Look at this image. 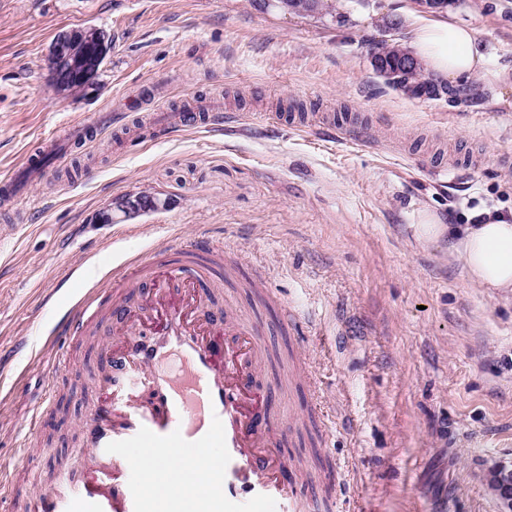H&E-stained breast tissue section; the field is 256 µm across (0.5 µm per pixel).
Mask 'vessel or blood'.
<instances>
[{"instance_id": "obj_1", "label": "vessel or blood", "mask_w": 512, "mask_h": 512, "mask_svg": "<svg viewBox=\"0 0 512 512\" xmlns=\"http://www.w3.org/2000/svg\"><path fill=\"white\" fill-rule=\"evenodd\" d=\"M154 122L220 126L224 115L159 112ZM91 140L86 125L72 126L64 139H49L35 157L24 158L21 169L39 174L60 145ZM218 250L196 239L178 243L168 247L167 259L141 258L114 269L111 282H98L95 297L72 296L53 334L83 336L97 300L112 299L114 341L99 350L95 379L109 401L95 406L84 424L83 444L95 451L94 474L78 482L61 475L36 497L34 512H313L285 477L291 463L279 449L271 404L254 391L259 326L220 325L199 316L211 285L207 260ZM111 284L136 290L139 309L107 295ZM142 309L162 319L149 338L134 329ZM219 330L231 343L213 342ZM144 393L150 396L146 405L139 401ZM132 448L139 456H129ZM162 454L203 474L204 489L156 470L152 480L166 483L167 491L145 496L137 477L146 461Z\"/></svg>"}]
</instances>
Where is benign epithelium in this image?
I'll list each match as a JSON object with an SVG mask.
<instances>
[{"label":"benign epithelium","instance_id":"7a95c632","mask_svg":"<svg viewBox=\"0 0 512 512\" xmlns=\"http://www.w3.org/2000/svg\"><path fill=\"white\" fill-rule=\"evenodd\" d=\"M111 44L104 30L92 25L59 31L47 56V69L54 87L75 97H86L99 89L98 75L110 52ZM167 201L150 194H125L112 199L101 213L100 221L110 224L140 212L156 210ZM494 491L512 512V471L503 468L490 474Z\"/></svg>","mask_w":512,"mask_h":512}]
</instances>
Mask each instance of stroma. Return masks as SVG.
<instances>
[{
	"mask_svg": "<svg viewBox=\"0 0 512 512\" xmlns=\"http://www.w3.org/2000/svg\"><path fill=\"white\" fill-rule=\"evenodd\" d=\"M335 3L319 18L256 0H0V171L71 125L127 115L25 183L24 222L0 206V465L13 477L86 465L74 434L98 398L83 387L109 324L92 346L51 335L61 291L206 238L238 257L212 309L261 322L257 380L287 391L281 451L336 468L332 512H504L489 472L512 469V295L471 285L447 238L424 240L417 224L427 210L512 219V0H448L488 65L436 99L371 64L417 0ZM83 25L112 49L99 91L74 100L45 57ZM294 102L301 129L245 121ZM206 103L236 122L139 138L151 113ZM326 115L350 140L321 130ZM141 191L167 207L99 222L112 198ZM50 390V423L31 427Z\"/></svg>",
	"mask_w": 512,
	"mask_h": 512,
	"instance_id": "35a3bbf8",
	"label": "stroma"
}]
</instances>
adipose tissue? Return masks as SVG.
<instances>
[{
    "mask_svg": "<svg viewBox=\"0 0 512 512\" xmlns=\"http://www.w3.org/2000/svg\"><path fill=\"white\" fill-rule=\"evenodd\" d=\"M404 44L438 82L458 80L483 70L485 57L476 47L475 31L447 17H412ZM428 241L447 237L448 249L468 281L480 288L512 292V222L492 218L483 224H442L433 212H423L418 226Z\"/></svg>",
    "mask_w": 512,
    "mask_h": 512,
    "instance_id": "adipose-tissue-1",
    "label": "adipose tissue"
}]
</instances>
